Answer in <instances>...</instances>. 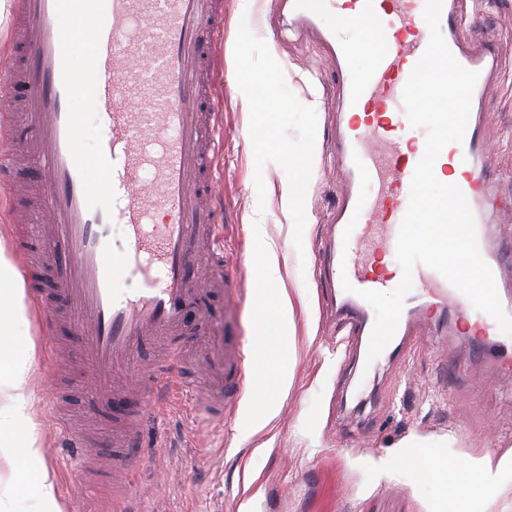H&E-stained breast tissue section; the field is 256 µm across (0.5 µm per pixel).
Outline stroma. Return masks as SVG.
Returning a JSON list of instances; mask_svg holds the SVG:
<instances>
[{
	"instance_id": "35a3bbf8",
	"label": "stroma",
	"mask_w": 512,
	"mask_h": 512,
	"mask_svg": "<svg viewBox=\"0 0 512 512\" xmlns=\"http://www.w3.org/2000/svg\"><path fill=\"white\" fill-rule=\"evenodd\" d=\"M286 0H256L241 43L239 0H224L222 53L241 43L236 68L216 81L213 94L223 105L224 266L241 284L234 319L224 318V296L213 298L212 316L230 335L252 345L260 322L256 266L265 246L279 256L295 253L294 225L280 206L287 175L284 152L297 149L302 124L292 119L303 87L300 74H314L318 88L341 80L329 66L333 42L359 40V29L344 27L321 39L291 28ZM474 32L499 45L500 79L484 96L479 122L491 150L486 174L495 202L487 208L490 250L512 263V0H469ZM278 52L273 80L290 83L287 92L266 95L258 115L240 111L232 81L248 85L261 69L264 48ZM332 106L323 101L317 122L320 163L303 172L298 222L309 225L304 246L311 263L299 280L284 278L289 294L305 290L309 302L294 309L290 338L291 381L279 394L275 412L243 428L245 407L254 398L246 376L242 406L223 420L195 425L182 399L165 393L147 407L131 450L130 491L112 497L100 473L106 459L67 466L68 448L50 423L49 403L61 405L70 426L109 435V390L98 387L76 331L59 336L68 350L63 369L52 354L28 338L32 360L33 410L40 424L46 464L55 476L64 512H424V498L399 479L374 481L362 462L386 454L409 433L453 435L456 450L499 456L512 452V371L500 367L497 350L453 319H426L411 344L383 357L367 379L359 377V340L328 309L333 282L323 262L327 228L342 205V172L329 149ZM297 222V223H298ZM0 248L21 267L27 280L53 288L47 238L17 241L7 194L0 192ZM97 481L86 495L71 493L83 473Z\"/></svg>"
}]
</instances>
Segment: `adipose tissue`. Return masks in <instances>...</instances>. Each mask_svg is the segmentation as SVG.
Segmentation results:
<instances>
[{
  "instance_id": "1",
  "label": "adipose tissue",
  "mask_w": 512,
  "mask_h": 512,
  "mask_svg": "<svg viewBox=\"0 0 512 512\" xmlns=\"http://www.w3.org/2000/svg\"><path fill=\"white\" fill-rule=\"evenodd\" d=\"M268 282L259 309L274 322L275 332L259 342L255 364L258 392L247 410V420L265 414L270 395L288 374V320L292 301L278 282L276 270H266ZM27 321L23 280L14 263L0 249V336L10 342L0 347V456L19 458L13 475L0 478V512H62L53 476L43 461L40 426L33 413L30 362L14 343ZM452 435L410 433L387 454L369 458L366 467L375 479H402L425 492V512H512V455L459 453L446 465Z\"/></svg>"
}]
</instances>
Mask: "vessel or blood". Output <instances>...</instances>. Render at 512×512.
<instances>
[{"label": "vessel or blood", "instance_id": "obj_1", "mask_svg": "<svg viewBox=\"0 0 512 512\" xmlns=\"http://www.w3.org/2000/svg\"><path fill=\"white\" fill-rule=\"evenodd\" d=\"M425 0H296L297 18L329 31L355 25L364 45L338 44L335 61L344 78L336 92V158L343 172L344 205L332 228L333 263H345L351 290L337 288L340 319L370 337L375 312L359 293L388 292L400 275L367 264L377 252L398 267L397 239L410 201L411 180L425 151L426 131L411 127L403 89L429 42ZM9 38L22 62L0 69L9 89L0 99V137L15 141L16 112L33 131L28 157L60 260L58 283L78 311L77 326L98 378L111 375L147 350H160L158 366L128 377L112 394V414L125 442H133L146 401L175 383L171 343L191 314L208 316L211 290L195 268L224 254L223 124L204 108L222 69L212 51L224 33L223 0H13ZM464 0H443L440 27L448 48L477 72L474 97L492 84L499 58L494 46L462 33ZM87 26L76 37V18ZM93 124H86V114ZM93 139L92 154L81 144ZM476 220L480 254L495 279L503 264L488 247L490 195L487 156L477 122L462 142L440 153ZM361 158L370 174L365 205H358ZM396 328L410 335L417 312L452 313L474 322L478 335L512 348L488 314L440 273L422 264ZM207 365L219 375L227 405L240 400L247 357L240 340L212 324ZM132 468L115 452L107 483L123 495Z\"/></svg>", "mask_w": 512, "mask_h": 512}]
</instances>
